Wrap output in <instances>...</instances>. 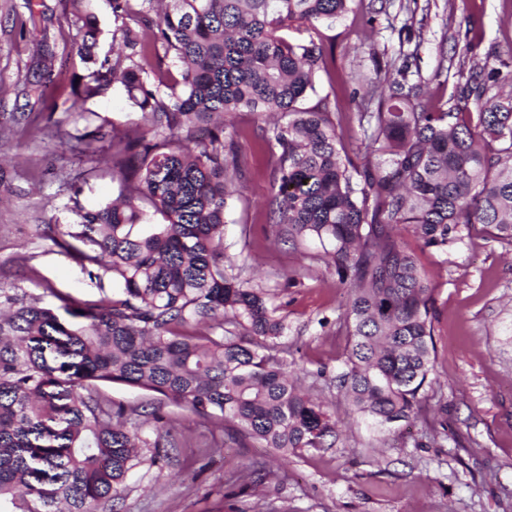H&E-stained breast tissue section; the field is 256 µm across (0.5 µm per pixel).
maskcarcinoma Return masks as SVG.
I'll list each match as a JSON object with an SVG mask.
<instances>
[{
    "label": "carcinoma",
    "instance_id": "1",
    "mask_svg": "<svg viewBox=\"0 0 512 512\" xmlns=\"http://www.w3.org/2000/svg\"><path fill=\"white\" fill-rule=\"evenodd\" d=\"M66 2L77 50L96 66L69 110L119 83L149 123L134 137L113 131L122 201L81 215L70 237L89 249L60 244L119 296L72 307L57 295L83 319L65 324L19 289H0L12 308L0 315V506L106 512L144 461L138 449L155 448L153 465L169 457L162 434L148 443L123 405L100 399L105 385L159 397L157 424L165 401L231 423L280 462L333 446L329 410L273 354L286 330L277 308L264 289L224 273L218 231L246 180L227 128L243 110L288 117L267 137L278 186L267 223L286 241H319L350 290L336 388L377 427L421 414L435 353L432 288L394 231L407 226L442 255L478 225L512 246V94H500L499 72L471 71L443 110L408 79L415 55L394 74L376 65L361 95L357 163L340 144L336 104L300 107L326 68L322 43L280 35L334 21L352 0H112L128 52L111 60L98 58L88 0ZM163 53L182 64L166 95L156 81Z\"/></svg>",
    "mask_w": 512,
    "mask_h": 512
}]
</instances>
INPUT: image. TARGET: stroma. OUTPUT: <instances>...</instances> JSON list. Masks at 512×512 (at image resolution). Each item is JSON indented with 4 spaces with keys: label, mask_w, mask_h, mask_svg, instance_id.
Wrapping results in <instances>:
<instances>
[{
    "label": "stroma",
    "mask_w": 512,
    "mask_h": 512,
    "mask_svg": "<svg viewBox=\"0 0 512 512\" xmlns=\"http://www.w3.org/2000/svg\"><path fill=\"white\" fill-rule=\"evenodd\" d=\"M64 0H0V288H19L61 310L102 292L58 246L80 216L114 199L113 129L135 131L142 114L116 83L70 111L77 81L91 66L74 45ZM292 42H322L328 67L303 102L335 99L342 142L356 154L362 85L376 64H401L417 53L431 101L446 106L464 67L500 73L512 93V0H386L315 30L290 28ZM469 54H461V47ZM248 169L228 200L226 274L266 289L288 329L276 354L338 419L335 447L277 466L269 449L227 424L165 406L174 447L167 462L133 469L119 512H512V247L481 229L442 255L411 230H399L433 290L435 356L428 415L447 430L409 419L389 428L353 420L333 380L347 344L349 290L322 260L318 241L275 240L266 222L277 188L266 143L269 119L242 112L234 120ZM251 464L259 480L241 490L235 478Z\"/></svg>",
    "instance_id": "35a3bbf8"
}]
</instances>
